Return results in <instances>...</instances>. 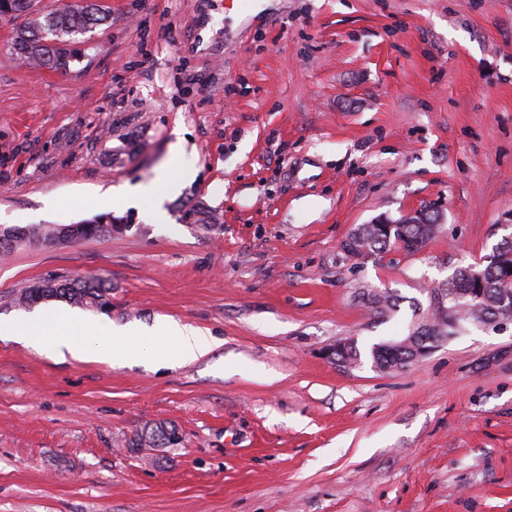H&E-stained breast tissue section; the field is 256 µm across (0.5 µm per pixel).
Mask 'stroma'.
Masks as SVG:
<instances>
[{
	"mask_svg": "<svg viewBox=\"0 0 512 512\" xmlns=\"http://www.w3.org/2000/svg\"><path fill=\"white\" fill-rule=\"evenodd\" d=\"M109 3L64 71L10 60L0 22V229L117 225L0 258V320L30 316L26 286L100 277L113 324L220 345L156 370L0 339V512H512V322L402 370L367 355L512 237V0ZM177 140L192 179L124 207ZM420 210L441 226L420 252L346 259ZM344 338L359 365L327 357ZM159 423L181 444L128 447ZM105 221V223H104ZM72 225L67 226H44V227H33L29 234L32 235L34 231L41 233L44 241L67 242V243H78L86 239L105 238L112 236V217L104 216L100 218L96 224H80L78 225L77 236L74 237V233L71 238H68L69 230Z\"/></svg>",
	"mask_w": 512,
	"mask_h": 512,
	"instance_id": "1",
	"label": "stroma"
}]
</instances>
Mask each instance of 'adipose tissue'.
<instances>
[{
  "instance_id": "obj_1",
  "label": "adipose tissue",
  "mask_w": 512,
  "mask_h": 512,
  "mask_svg": "<svg viewBox=\"0 0 512 512\" xmlns=\"http://www.w3.org/2000/svg\"><path fill=\"white\" fill-rule=\"evenodd\" d=\"M103 332L111 336V343L98 341V334ZM1 336L81 360L117 363L136 351L154 365L169 368L205 358L218 346L217 340L202 329L170 318L157 319L145 334L134 326L91 322L76 310L58 308L39 311L22 323L0 322Z\"/></svg>"
}]
</instances>
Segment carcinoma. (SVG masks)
<instances>
[{
  "mask_svg": "<svg viewBox=\"0 0 512 512\" xmlns=\"http://www.w3.org/2000/svg\"><path fill=\"white\" fill-rule=\"evenodd\" d=\"M112 8L105 0H85L81 5L65 4L52 12L44 13L36 8L35 0H0V21L15 24L11 56L30 65L54 71H65L76 60L74 48L77 36L109 23ZM395 228L387 236L365 224L342 244L347 258L357 260L365 255H378L391 249L415 253L440 232L437 217L425 214V223L411 224L404 217L393 221ZM112 217L104 216L95 224L78 225L77 236H69L71 226H44L36 228L43 240L78 243L86 239L112 236ZM482 276L483 292L472 294L474 272ZM437 294L443 303V317L431 318L423 311L416 322L410 324L407 338L427 336L435 339L456 334L464 322L488 324L500 308L501 297L512 300V238L495 248L487 264L479 269L468 265L459 267L448 278ZM60 298L72 305L94 311L112 306V288L101 278L47 279L20 291L15 298L19 306L29 307L42 298ZM337 359L360 364L362 353L357 341L351 340L346 347L335 353ZM160 441L168 444L166 427L157 426L142 430L127 441L130 448L150 446Z\"/></svg>",
  "mask_w": 512,
  "mask_h": 512,
  "instance_id": "cac0c4a2",
  "label": "carcinoma"
}]
</instances>
